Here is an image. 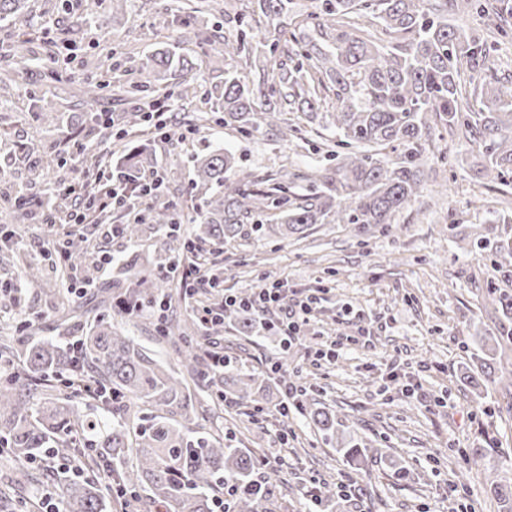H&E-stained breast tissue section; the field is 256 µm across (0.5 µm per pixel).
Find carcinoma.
<instances>
[{
  "label": "carcinoma",
  "instance_id": "obj_1",
  "mask_svg": "<svg viewBox=\"0 0 512 512\" xmlns=\"http://www.w3.org/2000/svg\"><path fill=\"white\" fill-rule=\"evenodd\" d=\"M252 12L268 20L290 17L292 0H251ZM28 0H0V21L19 23L3 57L0 72L34 73L60 62L76 45L60 39L58 52L44 59L30 49L38 36L26 29ZM174 14L183 37L211 50L215 29L203 23L202 4L191 7L175 0L162 4ZM458 15H493L498 20L487 38H474L448 23V11ZM236 13L235 31L223 37L224 57L273 60L276 70L259 71L250 80L236 69L224 70V88L216 108L187 115L191 126L217 120L241 134L260 133L278 125L287 112L319 110L321 91L336 90V111L325 113L329 126L340 136L327 164L310 175L304 195L290 194L289 177L255 189L246 178L229 180L225 173L237 167L228 150L215 149L194 161L193 185L199 205L176 219V208L161 192L148 198L153 227L166 230L161 248L181 253L190 242L171 229L177 223L198 225L194 237L217 245L243 234L244 226L266 210L278 212L277 224H258L255 232L283 239L301 235L314 224H351L355 235L373 229L389 232L396 214L409 209L424 186V171L435 129L471 146L476 175L502 185L512 180V94L486 81L490 51L501 39L512 38V4L508 0H321L319 10L301 20L291 17L293 29L280 24L264 32ZM330 31L326 46L315 43L307 30ZM139 71L157 84L170 76L180 82L179 97L186 102L197 90L200 66L185 54L160 42L144 55ZM102 84L90 81L83 91L84 116L77 130L86 143L109 141L114 127L128 135L144 125L143 111L132 109L104 117L95 109ZM36 118L59 124L55 107L42 99L29 104ZM392 147L396 156H381ZM153 156L152 138L121 151L115 172L132 176L147 167ZM41 149L22 143L0 154V185L8 173L24 169L32 181L60 182L43 172ZM101 166V155L83 153L81 167L90 176ZM68 205L66 194H43L35 200L39 219L53 224ZM488 252L485 303L498 313L490 335L468 337L480 350L493 351L512 341V237L495 234L473 244ZM125 281H116L117 315L141 316L147 296L163 288L161 267L134 257L124 268ZM227 319L248 336L252 318L231 311ZM158 342L180 343L182 374L166 368L162 360L124 329L105 319L82 327L76 347L44 339L25 342L0 339V360L13 366L0 387V447L16 457L33 460L51 454L64 463L55 480L61 488L62 512H105L98 479L84 470L105 467L116 486L146 497L136 501L140 512H214L216 494L224 482L235 484L232 512H265V505L280 483L273 472L261 473L260 463L244 448L224 447V439L202 431L194 401V388H207L218 398L229 395L235 403L259 414L268 409L266 387L271 376L227 379L220 369L199 368L192 346L193 329L167 322L155 327ZM501 368L483 358L463 373L482 392L501 380ZM277 379L297 390L296 404L305 410L313 398L309 389L288 377ZM323 433L336 429L335 415L326 406L310 411ZM501 512H512V485L490 481Z\"/></svg>",
  "mask_w": 512,
  "mask_h": 512
}]
</instances>
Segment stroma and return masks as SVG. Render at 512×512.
Instances as JSON below:
<instances>
[{
  "mask_svg": "<svg viewBox=\"0 0 512 512\" xmlns=\"http://www.w3.org/2000/svg\"><path fill=\"white\" fill-rule=\"evenodd\" d=\"M55 3L31 0L29 17L37 26L77 27L82 38L69 64L71 79L53 99L64 116V129L43 127L28 109L29 99L45 96L44 84H0V98L12 103L0 114L1 150L30 141L61 143L62 153H50L49 162L68 181L80 178L79 153L67 133L82 118L75 104L82 82L96 75L91 64L102 41L116 48L115 62L129 70L132 61L153 50L157 32H169L171 45L201 64L198 101H209L211 92L224 83L226 62L168 31L170 17L156 0H135L132 11L114 16L113 33L107 37L83 18L90 11L113 16L110 0H75L69 10ZM153 96L152 85L130 72L122 93L112 96V109L134 108ZM174 116L176 134L155 143L154 166L169 174L168 195L181 213L191 211L198 201L191 186L194 160L214 147L232 151L242 171L259 177L287 167L299 176L296 193L305 194V174L323 163L335 139L323 116L310 122L299 112L288 113L287 127L256 136L216 124L188 136L183 111L175 110ZM437 146L445 162H431L421 196L396 217L393 233L360 239L349 225L317 224L300 239L251 233L225 245L218 256L210 244L201 246L207 276L219 280L208 293L213 302L276 280L308 294L324 291L301 344L285 347L281 333L262 324L253 336L243 337L228 323L219 338L227 375L266 371L268 358L287 352L289 367L302 370L316 386L315 399L336 415L331 440L317 432L303 412L293 413L286 422L273 415L254 423L241 407L228 403L223 421L205 415L206 431L225 426L226 445L246 446L284 477L270 504L272 512H308V492L317 481L352 490L326 512H499L486 475L493 472L499 480L512 481V393L501 387L476 393L461 381L460 368L472 362L473 349L464 343L470 322L494 323L482 305V256L471 244L490 232L496 214L512 213V184L476 178L470 167L459 165L465 152L459 139L447 137ZM130 220L125 209L116 208L110 221L97 225H20L10 247L39 264L42 279L30 285L21 267L0 265V333L74 344L79 331L54 324L55 305L61 300L90 305L94 317H112L113 302L104 290L117 278L123 261L138 255L162 265L168 262L153 236L133 244L112 235V226ZM69 233L85 235L91 242L86 258L76 264L77 278L93 277L83 290L67 289L64 271L50 258ZM107 254L113 258L109 266L102 261ZM342 312L347 320H339ZM360 323L372 330L370 346L341 349L336 362L319 367L308 361V348L328 346ZM355 443L369 449L356 463L342 451ZM469 448H484L488 454L476 463L465 455ZM57 467L54 459L24 465L0 447V489L9 488L16 501L32 499L30 484L11 485L16 470L38 474Z\"/></svg>",
  "mask_w": 512,
  "mask_h": 512,
  "instance_id": "stroma-1",
  "label": "stroma"
}]
</instances>
